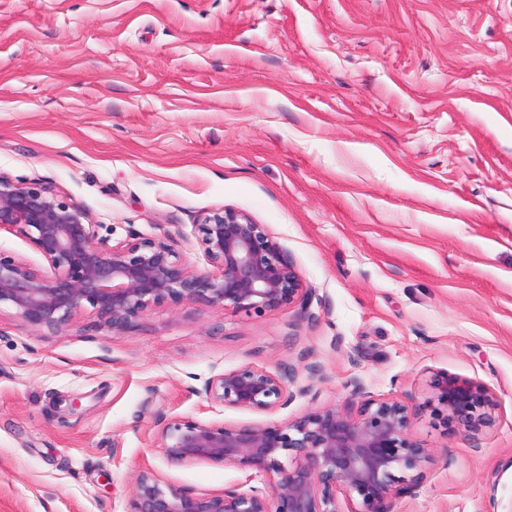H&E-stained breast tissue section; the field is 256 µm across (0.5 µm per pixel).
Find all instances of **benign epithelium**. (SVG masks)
<instances>
[{"label":"benign epithelium","instance_id":"7a95c632","mask_svg":"<svg viewBox=\"0 0 512 512\" xmlns=\"http://www.w3.org/2000/svg\"><path fill=\"white\" fill-rule=\"evenodd\" d=\"M22 237L42 258L36 266L0 255V305L15 310L33 331L58 335L88 309L121 335L156 308H202L260 316L285 307L307 309L312 289L263 225L236 211L202 214L194 224L210 268L186 265L170 232L144 237L135 230L115 243L99 234L80 207L40 183L17 184L0 175V230ZM293 369L279 374L245 364L209 380L205 397L225 409L274 413L295 397ZM433 397L470 434L490 421L478 386L452 377L433 383ZM351 407L317 406L286 422L226 424L171 418L156 421L168 461L223 463L264 486L242 492L230 485L199 495L139 471L127 512H394L396 499L421 484L435 451L411 434L413 408L399 398L353 389ZM294 462L285 466L282 459Z\"/></svg>","mask_w":512,"mask_h":512}]
</instances>
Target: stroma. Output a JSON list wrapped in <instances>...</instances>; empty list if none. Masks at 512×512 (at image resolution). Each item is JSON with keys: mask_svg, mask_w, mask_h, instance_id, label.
Returning <instances> with one entry per match:
<instances>
[{"mask_svg": "<svg viewBox=\"0 0 512 512\" xmlns=\"http://www.w3.org/2000/svg\"><path fill=\"white\" fill-rule=\"evenodd\" d=\"M0 175L45 183L112 241L232 209L312 289L309 317L157 308L123 335H59L0 309V512H127L151 470L198 494L232 467L174 465L159 418L284 422L400 398L437 460L395 512H512V0H0ZM293 368L263 415L217 374ZM480 386L469 436L430 406ZM433 397L429 403L437 401L446 413L445 420L461 425L469 434H478L490 421L484 411L490 401L478 386L452 377H441L433 383Z\"/></svg>", "mask_w": 512, "mask_h": 512, "instance_id": "35a3bbf8", "label": "stroma"}]
</instances>
